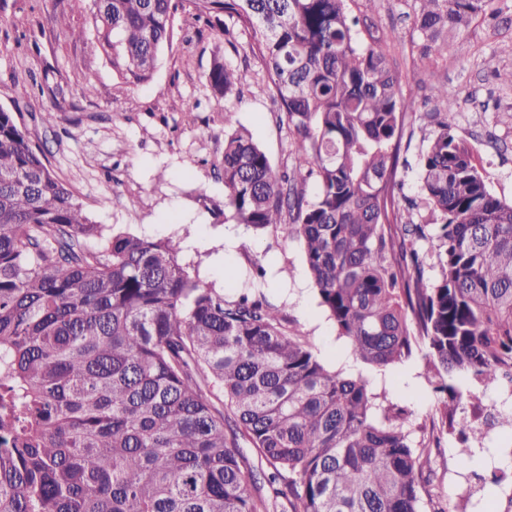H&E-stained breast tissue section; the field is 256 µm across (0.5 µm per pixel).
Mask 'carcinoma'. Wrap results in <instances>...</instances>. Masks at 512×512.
<instances>
[{"label": "carcinoma", "instance_id": "obj_1", "mask_svg": "<svg viewBox=\"0 0 512 512\" xmlns=\"http://www.w3.org/2000/svg\"><path fill=\"white\" fill-rule=\"evenodd\" d=\"M350 2L92 0L91 13L97 52L137 83L187 5L226 35L249 31L266 64L257 93L276 91L297 133L296 177L234 129L224 207L255 230L288 226L356 358L422 357L438 441L477 399L456 374L488 387L512 369V203L489 191L453 114L430 112L412 134L436 223L403 216L401 77ZM414 2L440 52L491 0ZM484 68L512 87L497 55ZM205 79L221 98L239 81L218 57ZM181 251L92 220L0 108V512H422L432 448L405 431L412 412L330 371L265 297L203 285Z\"/></svg>", "mask_w": 512, "mask_h": 512}]
</instances>
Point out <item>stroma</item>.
I'll return each mask as SVG.
<instances>
[{"label":"stroma","instance_id":"obj_1","mask_svg":"<svg viewBox=\"0 0 512 512\" xmlns=\"http://www.w3.org/2000/svg\"><path fill=\"white\" fill-rule=\"evenodd\" d=\"M362 29L391 33L388 57L413 94L405 110L401 165L396 179L402 193L417 201L415 222L432 223L420 204L419 139L409 138L424 112L439 110L458 117L456 134L471 144L486 172L490 191L512 201V88L499 87L482 69V60L512 41V0H492L495 21L478 20L447 51L421 55L412 0H352ZM83 38H76V31ZM236 69L240 83L224 98L204 80L214 56ZM94 74L92 93L82 91L85 74ZM34 76L43 94L22 108L19 122L32 144L40 146L55 175L84 202L93 219L113 231L181 239L183 261L194 264L200 279L236 295L254 287L281 308L307 337L331 370L363 377L374 392L412 412L406 424L412 441L429 438L436 396L415 358L385 369L364 364L318 305L302 247L287 230L258 232L236 223L224 207L220 178L226 123L246 127L279 171L293 167V134L278 101L256 93L265 66L252 50L247 31L226 40L220 28L197 22L191 9L178 11L173 37L162 49L151 81L121 79L95 48L90 0H0V107H14V75ZM448 86V98H429L432 78ZM54 114L52 128L39 120ZM238 242L224 244L228 232ZM265 280L252 284L255 264ZM512 442L493 434L483 443H460L445 435L433 449L435 486L447 494L452 512H497L512 494V474L479 489L461 461L480 462L487 452Z\"/></svg>","mask_w":512,"mask_h":512}]
</instances>
